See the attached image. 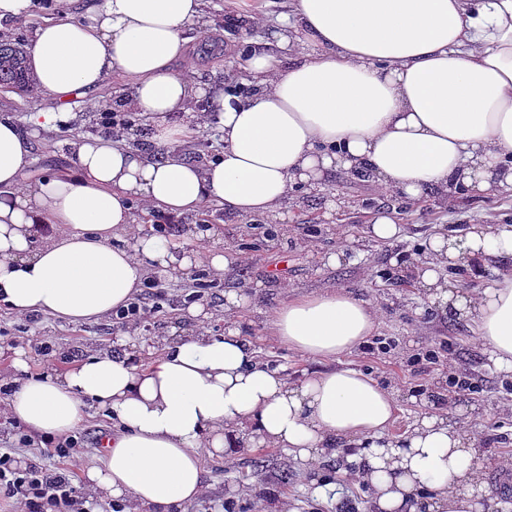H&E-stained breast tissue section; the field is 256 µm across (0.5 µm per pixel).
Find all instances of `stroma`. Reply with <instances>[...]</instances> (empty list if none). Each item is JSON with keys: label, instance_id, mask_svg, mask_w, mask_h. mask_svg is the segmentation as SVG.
<instances>
[{"label": "stroma", "instance_id": "stroma-1", "mask_svg": "<svg viewBox=\"0 0 512 512\" xmlns=\"http://www.w3.org/2000/svg\"><path fill=\"white\" fill-rule=\"evenodd\" d=\"M288 5L289 0H206L203 22L186 29L201 83L223 86L225 59L240 58L247 52L238 32H225L226 23L245 9L255 10L265 21L253 31V40L259 42L265 40L269 28L278 25ZM129 89L127 80L113 75L73 104L76 118L70 125L30 129L32 161L27 180L72 172L68 143L75 132L85 128L91 105L115 100ZM382 210L393 211L400 227L398 236L388 241L372 239L369 234L371 218ZM210 215L218 233L205 238V247L244 250L252 256L244 273H228L203 294V302L215 314L211 322L214 330L220 332L225 327V291L249 290V300L236 316L242 335L251 338L260 362L281 369L288 379L297 382L307 370V363L270 336L268 326L286 293L343 288L368 301L380 311L374 335L391 341V350L370 356L357 349L338 357L337 365L355 367L381 384L400 388L395 430L410 428L425 414L448 415L471 429L475 440L485 446L478 488L484 493L494 488L496 455L512 452V372L498 370L465 323L411 287L396 256L424 249L438 234L451 230L465 234L470 225L481 223L487 215L512 224V196L494 192L478 197L461 194L448 203L427 198L410 205L398 194L382 192L374 182L340 172L323 191L297 192L270 238L258 235L248 222L226 214L223 203H213ZM332 253L339 254V263L328 264L326 257ZM501 267L498 260L479 265L464 259L444 268L441 279L453 288L468 283L485 288L492 285ZM161 283L170 301L163 306L155 335L167 336L174 330L188 334L193 322L180 319L186 277L165 276ZM118 332L109 317L67 324L41 316L31 325L28 338L33 343H52L55 364L61 370L81 359L88 349H111ZM442 342L452 344L459 360V376H475L479 383L475 392L454 401L448 398L447 375L415 362L417 355ZM1 448L13 449L21 466L33 461L56 471L66 467L53 454L50 440L35 436L28 447H15L14 424L6 418L0 420ZM346 466L347 456L341 450L314 466L281 449L249 444L232 462H210L209 495L187 504L185 512H224L225 501L241 500L247 489L254 499L269 506L287 503L290 512H339L346 500L354 498L361 512H376L371 488L343 480Z\"/></svg>", "mask_w": 512, "mask_h": 512}]
</instances>
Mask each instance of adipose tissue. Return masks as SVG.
<instances>
[{"instance_id":"ef3b65f1","label":"adipose tissue","mask_w":512,"mask_h":512,"mask_svg":"<svg viewBox=\"0 0 512 512\" xmlns=\"http://www.w3.org/2000/svg\"><path fill=\"white\" fill-rule=\"evenodd\" d=\"M55 7L58 19L32 33L27 64L57 106L33 125L67 123L72 99L117 72L131 86L125 109L153 121L151 148L79 136L71 175L29 183V135L0 116V310L91 322L125 306L149 276H188L203 260L220 277L238 263L188 249L196 225L174 238L136 223L137 202L185 215L219 201L237 218L275 222L297 190H322L339 170L368 171L412 203L512 192V0H292L266 46L246 56L252 98L216 94L211 112L195 111L199 85L186 65L184 31L201 19L202 0ZM176 112L190 122L169 124ZM213 125L220 159L187 161L185 143ZM466 256L505 265L489 288L445 289L439 270ZM412 279L512 371L511 224L436 236ZM186 315L197 321L190 334L146 338L130 327L116 341L121 354L93 349L60 372L32 371L24 345L9 347L0 412L45 438L104 412L112 435L84 483L126 512H184L210 487L208 459H229L246 438L313 464L342 439L380 512H417L424 493L430 512H472L463 490L479 478L481 453L466 431L425 416L393 433V389L355 368L319 367L373 334L377 308L342 288L284 299L271 334L316 365L297 383L261 365L238 328L211 332L205 305Z\"/></svg>"}]
</instances>
